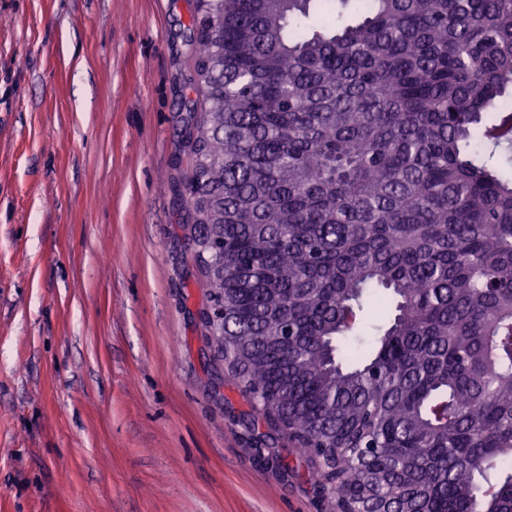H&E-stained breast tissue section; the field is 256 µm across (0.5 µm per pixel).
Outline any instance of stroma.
Masks as SVG:
<instances>
[{
    "label": "stroma",
    "instance_id": "stroma-1",
    "mask_svg": "<svg viewBox=\"0 0 512 512\" xmlns=\"http://www.w3.org/2000/svg\"><path fill=\"white\" fill-rule=\"evenodd\" d=\"M193 0H0V512H332L197 317Z\"/></svg>",
    "mask_w": 512,
    "mask_h": 512
}]
</instances>
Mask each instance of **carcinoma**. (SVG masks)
Here are the masks:
<instances>
[{"mask_svg": "<svg viewBox=\"0 0 512 512\" xmlns=\"http://www.w3.org/2000/svg\"><path fill=\"white\" fill-rule=\"evenodd\" d=\"M189 33L181 205L248 426L338 512H512V0H194Z\"/></svg>", "mask_w": 512, "mask_h": 512, "instance_id": "carcinoma-1", "label": "carcinoma"}]
</instances>
